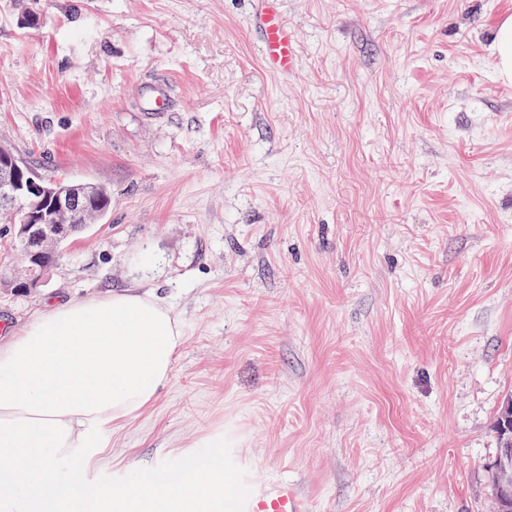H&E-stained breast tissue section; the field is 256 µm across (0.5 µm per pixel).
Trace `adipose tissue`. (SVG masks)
I'll list each match as a JSON object with an SVG mask.
<instances>
[{
	"mask_svg": "<svg viewBox=\"0 0 512 512\" xmlns=\"http://www.w3.org/2000/svg\"><path fill=\"white\" fill-rule=\"evenodd\" d=\"M184 341L172 310L128 290L51 302L0 343V512H223V439L178 486L138 477L115 490L82 481L59 498L54 465L98 448L107 424L131 420L168 382Z\"/></svg>",
	"mask_w": 512,
	"mask_h": 512,
	"instance_id": "ef3b65f1",
	"label": "adipose tissue"
}]
</instances>
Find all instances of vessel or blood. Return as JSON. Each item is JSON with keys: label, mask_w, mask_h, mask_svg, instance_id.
Listing matches in <instances>:
<instances>
[{"label": "vessel or blood", "mask_w": 512, "mask_h": 512, "mask_svg": "<svg viewBox=\"0 0 512 512\" xmlns=\"http://www.w3.org/2000/svg\"><path fill=\"white\" fill-rule=\"evenodd\" d=\"M257 21L263 32L264 65L275 73L291 72L298 62V44L275 0H261ZM232 512H307V504L295 483L269 477L251 484L234 501Z\"/></svg>", "instance_id": "vessel-or-blood-1"}]
</instances>
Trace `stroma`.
Masks as SVG:
<instances>
[{"mask_svg": "<svg viewBox=\"0 0 512 512\" xmlns=\"http://www.w3.org/2000/svg\"><path fill=\"white\" fill-rule=\"evenodd\" d=\"M256 2L0 0V145L112 197L43 286L0 287V338L131 288L184 332L153 404L57 480L119 489L220 435L228 503L276 475L309 512H492L512 396L493 43L512 0H278L285 76ZM277 0H262L258 13V24L263 32L261 43L262 60L272 72L288 74L299 58L295 35L279 13Z\"/></svg>", "mask_w": 512, "mask_h": 512, "instance_id": "1", "label": "stroma"}]
</instances>
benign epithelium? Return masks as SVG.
Segmentation results:
<instances>
[{"instance_id":"obj_1","label":"benign epithelium","mask_w":512,"mask_h":512,"mask_svg":"<svg viewBox=\"0 0 512 512\" xmlns=\"http://www.w3.org/2000/svg\"><path fill=\"white\" fill-rule=\"evenodd\" d=\"M101 187L45 180L8 148L0 146V215L11 224L16 245L33 253L41 272L28 269L23 282L37 286L46 271L61 258L60 246L87 227L85 218H100L104 210L93 205ZM512 467V436L506 437L487 469Z\"/></svg>"}]
</instances>
